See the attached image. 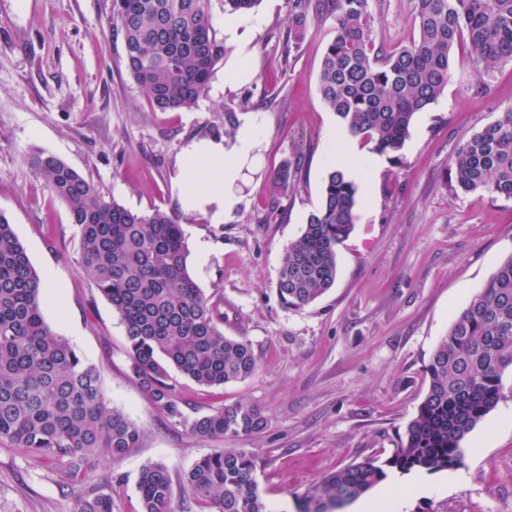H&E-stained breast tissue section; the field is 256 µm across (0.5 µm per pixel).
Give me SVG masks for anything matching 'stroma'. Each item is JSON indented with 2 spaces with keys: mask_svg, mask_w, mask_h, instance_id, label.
Wrapping results in <instances>:
<instances>
[{
  "mask_svg": "<svg viewBox=\"0 0 512 512\" xmlns=\"http://www.w3.org/2000/svg\"><path fill=\"white\" fill-rule=\"evenodd\" d=\"M369 10L375 45L391 50L416 36L414 0H369ZM288 15V0L235 15L252 38V82L225 89L219 62L195 107L159 112L126 70L112 0H26L21 12L16 0H0V17L11 20L0 31V212L46 284V322L98 368L110 407L142 432L119 467L122 483L107 485L104 464L85 473L84 487H111L114 512H141L136 479L157 461L170 471L175 512H184V474L220 446L254 455L271 512H298L318 479L387 456L426 393L424 367L452 315L512 256V201L449 186L460 144L512 108V61L486 69L459 48L444 95L416 114L401 163L366 149L351 156L370 169L372 190L357 194L335 285L305 309L281 304L278 271L321 200L339 126L318 91L328 29L310 28L286 50ZM228 110L252 128L256 148L240 204L217 220L183 209L181 163L192 143L223 139ZM41 152L106 199L180 215L189 271L205 293L223 294L224 333L251 344L255 374L208 388L172 373L189 402L181 422L150 403L131 376L124 326L80 262L75 224L34 173ZM284 162L294 186L276 197L269 175ZM503 383V399L462 442L465 467L381 484L388 512H512L511 370ZM240 402L266 416L263 432L221 443L191 432L189 419ZM75 496L62 464L0 440V512H72Z\"/></svg>",
  "mask_w": 512,
  "mask_h": 512,
  "instance_id": "stroma-1",
  "label": "stroma"
}]
</instances>
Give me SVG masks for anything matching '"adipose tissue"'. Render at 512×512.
Returning <instances> with one entry per match:
<instances>
[{
    "mask_svg": "<svg viewBox=\"0 0 512 512\" xmlns=\"http://www.w3.org/2000/svg\"><path fill=\"white\" fill-rule=\"evenodd\" d=\"M224 39L233 48L225 66V85L253 79V71L246 67L251 55L249 42L240 35L236 23H225ZM254 148V134L251 128L246 127L238 132L234 140L220 144H196L187 150L184 158L186 179L183 184L186 209H195L202 200L208 199L219 203L224 212H231L237 204L232 188Z\"/></svg>",
    "mask_w": 512,
    "mask_h": 512,
    "instance_id": "1",
    "label": "adipose tissue"
}]
</instances>
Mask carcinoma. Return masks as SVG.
Masks as SVG:
<instances>
[{
    "label": "carcinoma",
    "instance_id": "carcinoma-1",
    "mask_svg": "<svg viewBox=\"0 0 512 512\" xmlns=\"http://www.w3.org/2000/svg\"><path fill=\"white\" fill-rule=\"evenodd\" d=\"M210 0H113L112 25L124 41L126 69L160 112L196 105L225 48L215 38ZM369 0H288V41L309 26L332 21L318 85L324 105L359 145L400 163L414 115L448 88L450 55L458 45L489 68L512 59V0H414L417 35L387 51L369 37ZM451 190L512 200V109L471 135L452 159ZM34 171L63 203L79 234L80 261L125 328L131 374L169 417L187 421L169 382L174 368L198 385L219 387L254 374L257 358L242 338L224 335V296L207 295L188 272L186 237L177 217L160 208L134 211L108 200L61 159L40 154ZM269 182L279 195L291 188L285 164ZM357 187L343 171L329 172L319 206L293 241L276 292L288 308L303 309L332 288L337 253L354 229ZM43 279L12 224L0 212V439L66 465L70 485L87 468H114L142 432L108 406L97 368L54 333L41 303ZM512 368V257L453 318L433 351L427 392L415 417L385 458L370 456L314 482L299 512H341L384 483L389 473L435 472L464 466L461 442L503 397ZM267 426L248 404L217 409L191 421L199 438L258 434ZM253 456L221 448L185 475L192 500L213 512H270ZM142 512H175L167 466L149 463L137 480ZM73 512H113L112 494L82 493Z\"/></svg>",
    "mask_w": 512,
    "mask_h": 512
}]
</instances>
